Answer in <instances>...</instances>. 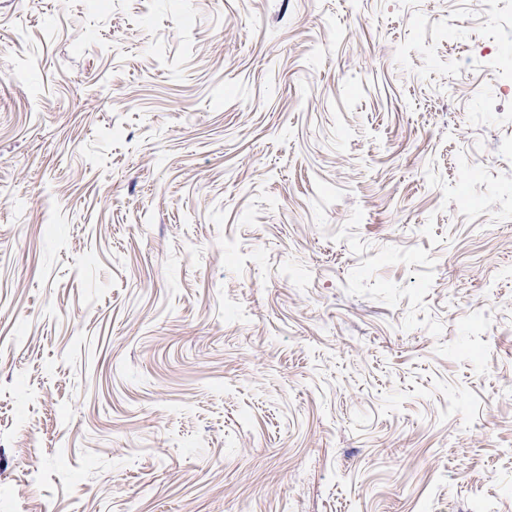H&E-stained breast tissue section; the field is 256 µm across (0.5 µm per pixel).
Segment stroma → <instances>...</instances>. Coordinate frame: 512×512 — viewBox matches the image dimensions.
Returning <instances> with one entry per match:
<instances>
[{
  "instance_id": "35a3bbf8",
  "label": "stroma",
  "mask_w": 512,
  "mask_h": 512,
  "mask_svg": "<svg viewBox=\"0 0 512 512\" xmlns=\"http://www.w3.org/2000/svg\"><path fill=\"white\" fill-rule=\"evenodd\" d=\"M512 0H0V512H512Z\"/></svg>"
}]
</instances>
